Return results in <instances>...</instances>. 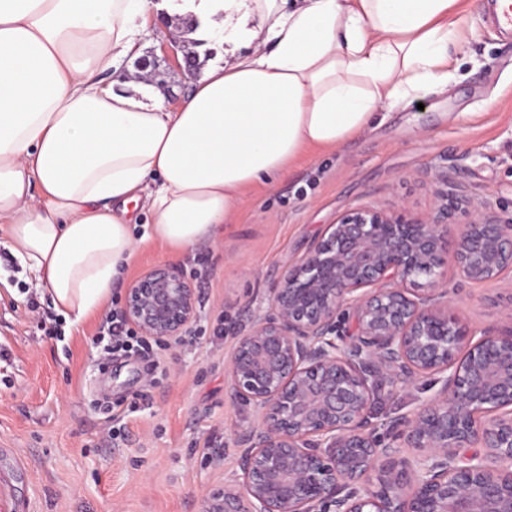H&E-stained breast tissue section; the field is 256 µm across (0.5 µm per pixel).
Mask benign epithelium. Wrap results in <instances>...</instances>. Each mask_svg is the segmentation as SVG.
<instances>
[{
    "mask_svg": "<svg viewBox=\"0 0 512 512\" xmlns=\"http://www.w3.org/2000/svg\"><path fill=\"white\" fill-rule=\"evenodd\" d=\"M449 251L460 278L493 282L512 272V221L359 208L328 227L236 337L227 389L256 422L202 512H512V332L474 338L448 314ZM124 315L171 344L197 297L159 265L126 290ZM430 374L440 390L390 421V442L368 431L381 392Z\"/></svg>",
    "mask_w": 512,
    "mask_h": 512,
    "instance_id": "obj_1",
    "label": "benign epithelium"
}]
</instances>
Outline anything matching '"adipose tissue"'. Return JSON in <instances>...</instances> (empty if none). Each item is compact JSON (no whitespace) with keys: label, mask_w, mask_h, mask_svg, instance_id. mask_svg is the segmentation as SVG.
Instances as JSON below:
<instances>
[{"label":"adipose tissue","mask_w":512,"mask_h":512,"mask_svg":"<svg viewBox=\"0 0 512 512\" xmlns=\"http://www.w3.org/2000/svg\"><path fill=\"white\" fill-rule=\"evenodd\" d=\"M464 0H176L224 43L170 105L119 73L153 0H0V241L77 325L138 244L214 238L304 149L453 79ZM143 207L134 235L130 210Z\"/></svg>","instance_id":"1"}]
</instances>
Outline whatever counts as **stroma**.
<instances>
[{
  "label": "stroma",
  "instance_id": "35a3bbf8",
  "mask_svg": "<svg viewBox=\"0 0 512 512\" xmlns=\"http://www.w3.org/2000/svg\"><path fill=\"white\" fill-rule=\"evenodd\" d=\"M472 0L463 21L465 59L448 88L388 110L383 121L327 152L306 150L272 183L246 190L219 237L182 252L151 243L133 254L115 298L157 265L179 270L198 295V318L180 346L156 352L147 376L137 357L98 368L92 344L101 316L62 325L61 339L35 328L47 310L36 281L0 249V512H201L202 500L237 466L236 429L253 410L225 390L234 338L264 315L283 275L346 211L436 215L443 180L465 201L450 224L488 212L512 219V35L484 20ZM142 54L163 95L189 90L177 56L199 65L224 59L201 48L182 16L153 10ZM448 298L468 333L512 330V274L474 284L448 274ZM439 389L423 378L382 395L372 424L412 413ZM127 437L112 443L110 417Z\"/></svg>",
  "mask_w": 512,
  "mask_h": 512
}]
</instances>
